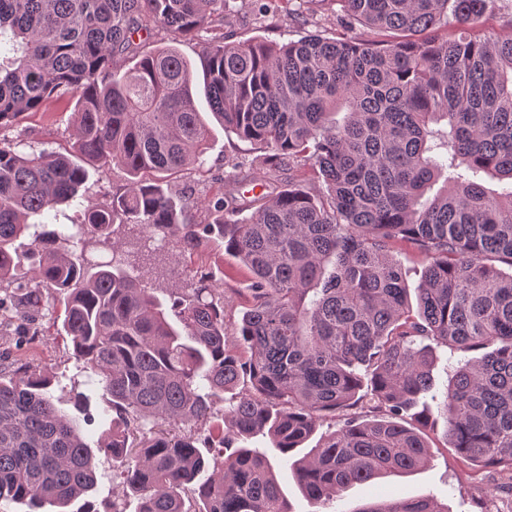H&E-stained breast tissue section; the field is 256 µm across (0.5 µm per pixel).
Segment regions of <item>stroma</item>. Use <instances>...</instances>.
Listing matches in <instances>:
<instances>
[{
    "mask_svg": "<svg viewBox=\"0 0 512 512\" xmlns=\"http://www.w3.org/2000/svg\"><path fill=\"white\" fill-rule=\"evenodd\" d=\"M266 7L272 17L270 26L253 21L258 7ZM357 27L351 25L342 4L326 5L322 0H247L238 13L225 22L215 23L200 37L172 41L170 36L155 34L147 42L148 48L176 44L188 58L195 76H202L203 61L200 50L204 40L230 41L251 38L284 41L297 40L308 35L327 39H349L356 36ZM197 107L210 132L208 149L203 163L187 175L176 179L178 191L191 196L198 204L220 196L228 174H237L243 189L249 195L260 194L256 179L259 169L253 166L256 155L249 142L224 131L213 118L204 95H196ZM75 100L63 96L50 100L39 112L30 114L14 125L0 128V139L13 143L17 151L49 149L66 152L73 142L72 112ZM158 252L166 261V285L170 288L184 286L196 273L206 271L215 287L224 291L225 318L228 330H235L242 312L249 305L247 288L251 275L243 264L216 248L205 250L199 257L188 258L172 242L159 244ZM63 310L51 305L41 314L16 319L13 326L0 329V364L12 368L31 365L50 370L56 376L52 393L60 400L65 412L76 415L80 430L88 443H96L105 434L112 420L102 398L103 389L97 376L84 369L73 356L69 340L58 336ZM457 362L449 349L439 348L433 366L434 387L423 395L434 420L427 434L430 439V459L421 469L405 475L374 479L357 484L342 497L321 506L320 512H353L361 505L389 499H408L430 496L447 505L448 512H512V478L491 468H480L460 458L450 448L446 436L443 414L445 385ZM81 392L90 400L88 411L74 412L69 402L72 392ZM249 447L265 452L270 459L276 479L294 512H309L310 505L303 498L294 477L291 463L305 456V449H295L291 456H282L270 438L257 435L248 442ZM97 482L88 498L97 512H112L113 504H123L125 512H136L138 502L124 498L122 487L112 470L111 458L96 454Z\"/></svg>",
    "mask_w": 512,
    "mask_h": 512,
    "instance_id": "stroma-1",
    "label": "stroma"
}]
</instances>
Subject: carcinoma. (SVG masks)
<instances>
[{"label":"carcinoma","mask_w":512,"mask_h":512,"mask_svg":"<svg viewBox=\"0 0 512 512\" xmlns=\"http://www.w3.org/2000/svg\"><path fill=\"white\" fill-rule=\"evenodd\" d=\"M339 2L362 26L352 40L204 41L212 114L260 151L264 193L241 194L231 175L197 224V204L168 181L207 145L191 64L175 46L137 53L156 28L199 35L230 0H0V128L76 97L70 154L0 141V293L23 316L51 299L63 307L60 334L112 410L94 450L54 404L49 370L0 368V501L68 507L94 490L98 450L137 512H293L246 443L266 433L286 456L332 415L341 426L293 463L307 502L323 506L428 461L430 416L414 408L434 386L437 346L487 350L448 381L446 439L512 474V30L475 34L495 0ZM285 162L308 176L282 183ZM89 165L131 180L85 207L82 246L30 224L77 200ZM116 224L238 258L252 303L237 334L224 330V291L204 278L157 288ZM397 241L425 262L415 307L390 255ZM100 245L112 252L104 265L90 258ZM25 264L31 280L14 274ZM352 512L447 509L418 497Z\"/></svg>","instance_id":"cac0c4a2"}]
</instances>
